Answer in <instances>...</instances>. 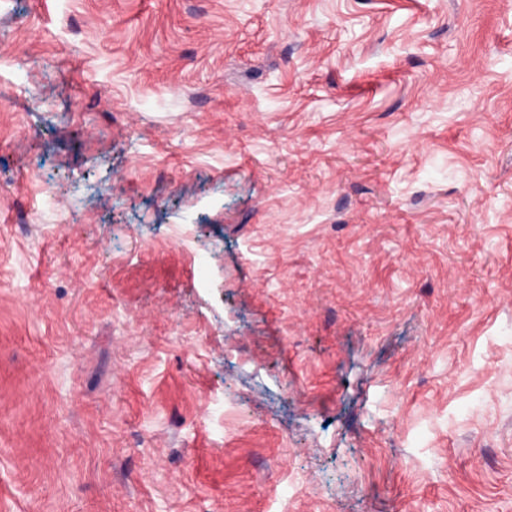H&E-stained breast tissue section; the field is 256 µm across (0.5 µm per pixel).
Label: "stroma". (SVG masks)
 <instances>
[{"label":"stroma","mask_w":512,"mask_h":512,"mask_svg":"<svg viewBox=\"0 0 512 512\" xmlns=\"http://www.w3.org/2000/svg\"><path fill=\"white\" fill-rule=\"evenodd\" d=\"M0 49V512H512V0Z\"/></svg>","instance_id":"35a3bbf8"}]
</instances>
